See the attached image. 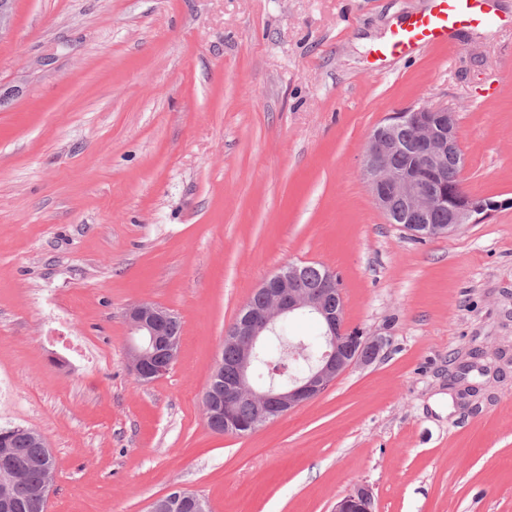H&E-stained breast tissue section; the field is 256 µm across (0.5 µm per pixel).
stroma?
I'll return each mask as SVG.
<instances>
[{"mask_svg": "<svg viewBox=\"0 0 512 512\" xmlns=\"http://www.w3.org/2000/svg\"><path fill=\"white\" fill-rule=\"evenodd\" d=\"M434 0H14L0 37V423L38 430L47 512H512V0L454 48L378 62ZM456 112L483 223L417 239L360 177L368 134ZM340 277L371 364L247 436L213 432L224 333L268 275ZM181 320L169 372L127 369L125 311ZM478 396L450 380L472 348ZM333 512H373V496L365 486H357L336 502ZM187 499L189 500L192 510L194 512H207V503L206 500L196 494L189 493L185 490L177 496H170L169 493L155 499L150 506V512H166L173 509L176 506V503L181 500Z\"/></svg>", "mask_w": 512, "mask_h": 512, "instance_id": "35a3bbf8", "label": "stroma"}]
</instances>
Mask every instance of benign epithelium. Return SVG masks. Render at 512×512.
Listing matches in <instances>:
<instances>
[{"mask_svg": "<svg viewBox=\"0 0 512 512\" xmlns=\"http://www.w3.org/2000/svg\"><path fill=\"white\" fill-rule=\"evenodd\" d=\"M411 126L416 131L414 151L418 167L406 170L395 167L391 157L406 150L398 130ZM457 114L446 107L411 106L394 112L386 123L375 128L367 137L361 174L377 208L392 218L397 207L406 216L405 229L418 238L447 236L464 224H479L488 219L501 203L467 193L461 180L465 158L456 136ZM453 159L460 184L451 188L445 173L448 159ZM448 212V223L428 224L418 215L433 211ZM265 303L261 307H243L224 334V344L236 350L233 379L224 382V361H216L213 386L204 394L206 415L219 416L220 428L230 435H244L279 420L296 407L313 400L356 364H369L380 354L384 341L344 328V303L336 285L335 273L327 269L323 276V292L305 288L298 267L289 266L266 278L259 287ZM295 314H312L322 324L326 349L318 364L304 376L289 381L260 385L252 369L263 342L275 332L279 320ZM131 340L128 346L129 371L135 378L149 383L164 376L169 367L161 359L172 361L178 354L177 345L167 337L165 327L173 320L169 310L139 303L125 314ZM247 397L254 401L256 413L249 424L240 421L237 402ZM189 500L193 512H208L206 500L182 491L155 499L150 512H169L176 503ZM333 512H373L371 490L360 485L336 502Z\"/></svg>", "mask_w": 512, "mask_h": 512, "instance_id": "benign-epithelium-1", "label": "benign epithelium"}]
</instances>
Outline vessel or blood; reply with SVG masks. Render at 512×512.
<instances>
[{
    "label": "vessel or blood",
    "mask_w": 512,
    "mask_h": 512,
    "mask_svg": "<svg viewBox=\"0 0 512 512\" xmlns=\"http://www.w3.org/2000/svg\"><path fill=\"white\" fill-rule=\"evenodd\" d=\"M483 5V0H436L433 10L407 18L377 45L375 53L382 60L403 59L429 46L452 47L462 28L490 22Z\"/></svg>",
    "instance_id": "1"
}]
</instances>
